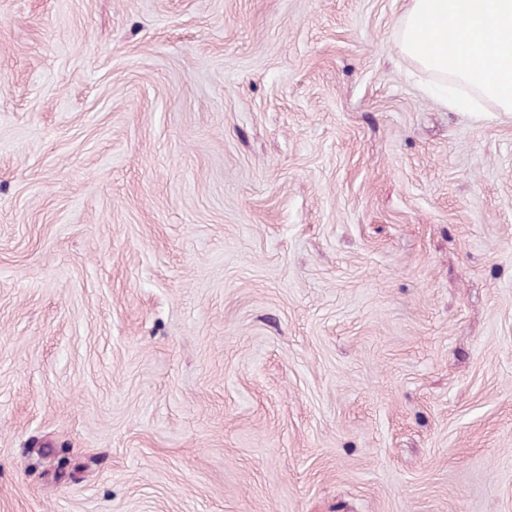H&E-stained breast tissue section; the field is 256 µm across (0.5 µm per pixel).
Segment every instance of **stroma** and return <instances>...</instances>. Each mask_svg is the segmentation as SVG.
Here are the masks:
<instances>
[{"label":"stroma","instance_id":"obj_1","mask_svg":"<svg viewBox=\"0 0 512 512\" xmlns=\"http://www.w3.org/2000/svg\"><path fill=\"white\" fill-rule=\"evenodd\" d=\"M407 0H0V512H512V113Z\"/></svg>","mask_w":512,"mask_h":512}]
</instances>
